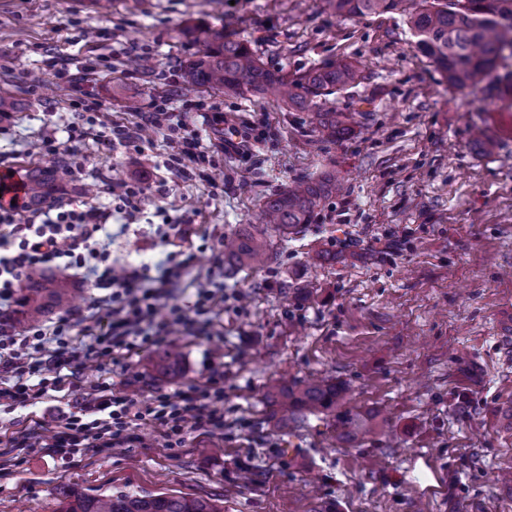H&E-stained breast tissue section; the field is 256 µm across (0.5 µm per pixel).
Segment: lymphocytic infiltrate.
Instances as JSON below:
<instances>
[{
    "label": "lymphocytic infiltrate",
    "mask_w": 512,
    "mask_h": 512,
    "mask_svg": "<svg viewBox=\"0 0 512 512\" xmlns=\"http://www.w3.org/2000/svg\"><path fill=\"white\" fill-rule=\"evenodd\" d=\"M102 100L88 96L65 127L66 139L55 134L41 137L32 146L34 154L62 164L67 183L85 181L87 160L81 147L89 134L124 152L140 151L143 128L164 130L171 144L164 165L172 176L193 180L210 162L200 130L190 129L182 113L169 111L160 100L140 107L142 129L102 122ZM113 208L78 206L72 199L57 197L45 205L0 203V406H34L61 381L65 369L79 370L86 361L110 358L116 351L163 343L173 333L191 330L183 308L172 303V290L182 278L183 265L166 267L152 287H145L147 266L132 263L115 266L98 234L113 213L135 220L145 203H153L163 215L165 235H177L186 215H171L170 186L166 179L137 176L120 182H104ZM83 268L92 275L91 284L100 290L96 311L84 328L85 344L75 345L67 320L53 325L17 329L14 307L30 274L44 269ZM222 376L210 378L207 388L189 387L140 400L129 393H115L109 386L94 387L64 413L48 436H38L34 427L11 433L10 448L32 445L47 449L50 457L66 459L75 454L136 441L138 425L161 429L167 447L181 444L186 431L216 436L224 430V415L210 405L223 399Z\"/></svg>",
    "instance_id": "obj_1"
}]
</instances>
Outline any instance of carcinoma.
Wrapping results in <instances>:
<instances>
[{"label":"carcinoma","mask_w":512,"mask_h":512,"mask_svg":"<svg viewBox=\"0 0 512 512\" xmlns=\"http://www.w3.org/2000/svg\"><path fill=\"white\" fill-rule=\"evenodd\" d=\"M336 15L399 14L415 31L417 46L456 89L478 88L489 103L512 100V0H324ZM184 35L200 46L195 58L183 66L182 79L198 87L258 100L274 99L296 111L310 107L316 130L329 140L348 130V116L328 106L329 97L359 83L364 76L351 61H339L302 73L271 69L250 46L224 36V29L192 27ZM50 175L29 171L25 194L37 205L48 197ZM343 190V179L327 171L266 197L258 229L249 224L224 240L226 268L266 266L276 259L270 232L286 237L310 223L321 203ZM72 289L33 281L27 287L21 315L38 321L54 310L70 306ZM179 363L178 352L163 349L154 365L171 373ZM347 389L332 380H312L289 385L275 382L266 398L273 408L291 412L302 423L309 415H336ZM338 416V415H336ZM372 414H343L338 421L343 436L355 442L374 426ZM60 512H224L220 501L167 495L126 494L88 496L77 489L63 491Z\"/></svg>","instance_id":"obj_1"}]
</instances>
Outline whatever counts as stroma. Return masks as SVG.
<instances>
[{"mask_svg":"<svg viewBox=\"0 0 512 512\" xmlns=\"http://www.w3.org/2000/svg\"><path fill=\"white\" fill-rule=\"evenodd\" d=\"M189 21L224 28L271 68L356 62L364 80L334 101L350 131L328 141L309 111L205 88L175 92L197 51L180 33ZM54 54L110 56L111 69L82 89L106 102L109 121L135 125L137 105L152 98L173 112L192 100L203 108L187 112L190 126L223 113L209 138L234 136L247 150L216 155L207 177L176 181L172 202L193 218L180 242L157 233L149 203L109 245L116 264L190 255L177 293L186 307L196 281L223 282L207 331L169 338L181 352L176 374L154 369L151 345L87 362L43 403L0 407V433L26 418L52 423L103 381L149 400L205 387L217 373L224 434L190 431L169 451L144 425L138 441L67 460L18 451L0 471V512H58L66 488L215 498L224 512H512V483L497 480L512 471V326L499 325L512 319V110L449 87L396 14L340 17L322 0H112L107 9L0 0V88L22 102L0 135V172L21 178L43 165L31 143L72 118L78 91L62 88L48 65ZM476 123L494 135L493 152L474 146ZM150 140L128 157L87 137L89 174L156 175L169 148L163 132ZM331 169L346 192L300 233L274 238L269 266L225 276V237L257 223L269 194ZM216 184L223 193L213 194ZM52 279L82 291L64 312L81 340L97 292L70 270ZM314 377L346 384L348 408L376 415L378 429L350 443L333 417L311 415L299 427L273 417L271 383ZM419 452L438 473L413 463Z\"/></svg>","mask_w":512,"mask_h":512,"instance_id":"1","label":"stroma"}]
</instances>
